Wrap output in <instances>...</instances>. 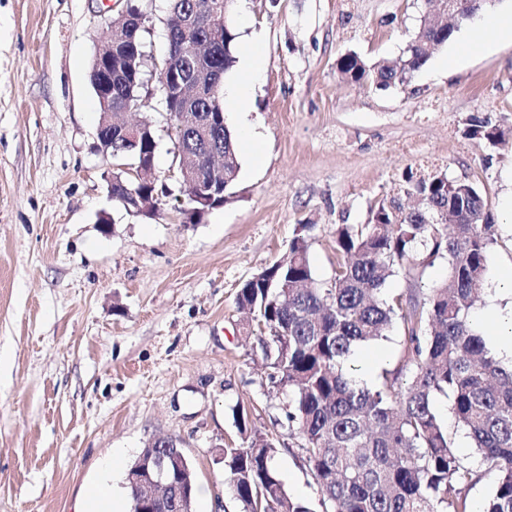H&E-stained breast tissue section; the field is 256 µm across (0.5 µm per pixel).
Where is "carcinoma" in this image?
Masks as SVG:
<instances>
[{"label": "carcinoma", "mask_w": 512, "mask_h": 512, "mask_svg": "<svg viewBox=\"0 0 512 512\" xmlns=\"http://www.w3.org/2000/svg\"><path fill=\"white\" fill-rule=\"evenodd\" d=\"M170 14L204 7L208 0H169ZM493 0H461L457 22L484 12ZM456 31L421 17L402 57L367 64L356 54L340 57L337 72L352 83L379 89L404 85ZM186 39L172 28L169 72L216 68L227 75L237 63L239 33L224 27L199 60L181 54ZM144 67L112 68V96L130 106L141 98ZM175 134L178 159L224 152V197L240 171L239 154L225 122L210 129L213 141L197 132V121L224 111L222 91L201 102L193 119L161 98ZM128 151L112 136L117 156L133 163L155 156L156 130ZM471 134L492 142L512 139V129L473 125ZM403 193L420 200L405 210L395 199L371 211L366 224H338L332 236L334 272L316 279L309 261L313 224L297 225L288 259L261 268L238 289L236 304L250 314L247 337L261 351L271 392L282 398L290 435L320 493L322 512H473L468 499L479 470L458 457L434 407L451 400L455 423L471 437L493 478L479 512H512V365L487 347L472 323V311L489 273L496 225L484 219L486 202L470 182L442 172L405 179ZM448 259V278L428 291L387 296L388 280L401 273L411 281L438 259ZM401 324L398 367L367 385L351 367L355 351L387 339ZM241 443L220 449L224 480L242 512H312L290 497L274 468L277 442L252 426L249 411L233 410Z\"/></svg>", "instance_id": "carcinoma-1"}]
</instances>
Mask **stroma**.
Wrapping results in <instances>:
<instances>
[{
  "mask_svg": "<svg viewBox=\"0 0 512 512\" xmlns=\"http://www.w3.org/2000/svg\"><path fill=\"white\" fill-rule=\"evenodd\" d=\"M139 3L149 64L136 115L157 120L154 173L172 190L149 216L110 199L113 161L97 148L89 67L119 0H0V512H75L108 465L113 493L126 496L129 466L156 437L176 440L193 465L194 512H241L216 462L239 443V405L279 439L277 474L314 510L317 488L245 338L236 292L287 256L300 224L314 225L310 263L328 280L336 225L368 223L406 172L443 171L476 185L497 227L477 313L512 306L493 280L512 266L502 211L512 142L468 134L475 119L512 127V43L447 71L477 24L469 19L410 83L378 89L342 79L336 61L398 58L421 0H237L239 52L252 36L262 43L250 114L262 160L241 151L232 196L192 223L159 117L167 0ZM400 350L396 330L361 350L370 364L360 377L375 383Z\"/></svg>",
  "mask_w": 512,
  "mask_h": 512,
  "instance_id": "stroma-1",
  "label": "stroma"
}]
</instances>
